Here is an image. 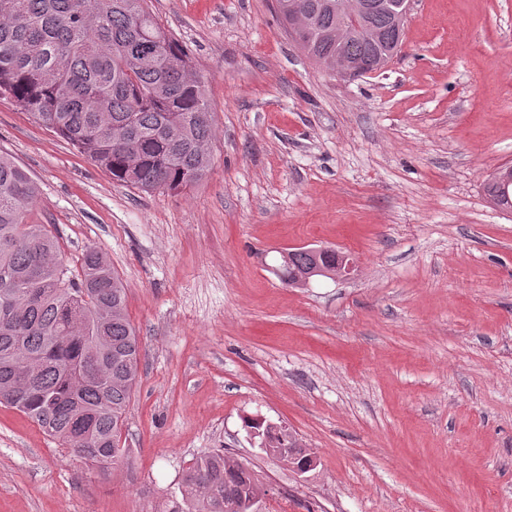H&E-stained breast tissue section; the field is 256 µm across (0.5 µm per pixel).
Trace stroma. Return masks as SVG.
Listing matches in <instances>:
<instances>
[{
  "label": "stroma",
  "instance_id": "1",
  "mask_svg": "<svg viewBox=\"0 0 512 512\" xmlns=\"http://www.w3.org/2000/svg\"><path fill=\"white\" fill-rule=\"evenodd\" d=\"M208 88L194 188L114 182L0 98V154L71 266L102 252L141 341L129 454L101 477L0 404V512H154L227 448L259 512H512V0H412L400 52L344 79L272 0H148ZM349 255V279L282 282L280 251ZM316 458L300 474L246 419ZM498 170L486 181L484 185L485 192L490 201L496 206L512 211V179L511 184H505L499 178Z\"/></svg>",
  "mask_w": 512,
  "mask_h": 512
}]
</instances>
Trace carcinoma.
Segmentation results:
<instances>
[{
    "label": "carcinoma",
    "mask_w": 512,
    "mask_h": 512,
    "mask_svg": "<svg viewBox=\"0 0 512 512\" xmlns=\"http://www.w3.org/2000/svg\"><path fill=\"white\" fill-rule=\"evenodd\" d=\"M276 3L285 27L289 8L302 6L309 27L299 49L326 70L341 58L388 62L403 37L389 7L367 16L378 40L338 43L339 0ZM143 47L152 62L137 65L130 56ZM0 95L112 180L143 192H182L210 167L207 86L147 0H0ZM484 189L512 211V183L495 172ZM38 193L22 167L0 155V404L104 473L127 457L122 437L140 338L106 258L89 250L74 271L46 225L26 222ZM320 267L336 271V252L303 247L288 251L277 274L293 286ZM247 427L265 451L309 471L310 453L295 435L254 421ZM178 489L180 500L161 512H253L265 494L257 472L222 450L192 458Z\"/></svg>",
    "instance_id": "carcinoma-1"
}]
</instances>
